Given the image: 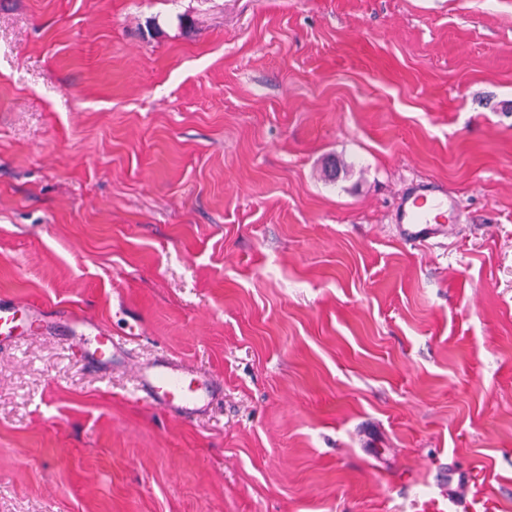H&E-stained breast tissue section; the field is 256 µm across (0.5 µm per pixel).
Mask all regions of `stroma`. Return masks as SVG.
Wrapping results in <instances>:
<instances>
[{
    "label": "stroma",
    "instance_id": "obj_1",
    "mask_svg": "<svg viewBox=\"0 0 512 512\" xmlns=\"http://www.w3.org/2000/svg\"><path fill=\"white\" fill-rule=\"evenodd\" d=\"M0 297V512H512V0H0ZM460 202L434 186L418 184L397 203L394 224L412 245L446 235L445 224L455 222ZM49 316L43 310L20 304L16 299L0 300V345L11 343L30 330H46ZM75 333L73 336V352L80 360H90L100 368L112 364L117 352V341L111 336H105L97 323L74 318ZM209 393L202 375L171 359H157L139 370L136 398L149 405L191 415L210 402Z\"/></svg>",
    "mask_w": 512,
    "mask_h": 512
}]
</instances>
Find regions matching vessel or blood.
<instances>
[{
	"mask_svg": "<svg viewBox=\"0 0 512 512\" xmlns=\"http://www.w3.org/2000/svg\"><path fill=\"white\" fill-rule=\"evenodd\" d=\"M460 211L458 200L449 198L436 187L420 184L397 203L394 222L400 236L416 245L445 235ZM49 324L43 310L20 304L18 300H0V345L11 343L24 330H44ZM73 352L98 367L112 364L117 343L104 335L97 323L77 318ZM139 392L144 403L190 415L209 402V385L203 376L183 365L161 358L139 371Z\"/></svg>",
	"mask_w": 512,
	"mask_h": 512,
	"instance_id": "1",
	"label": "vessel or blood"
}]
</instances>
